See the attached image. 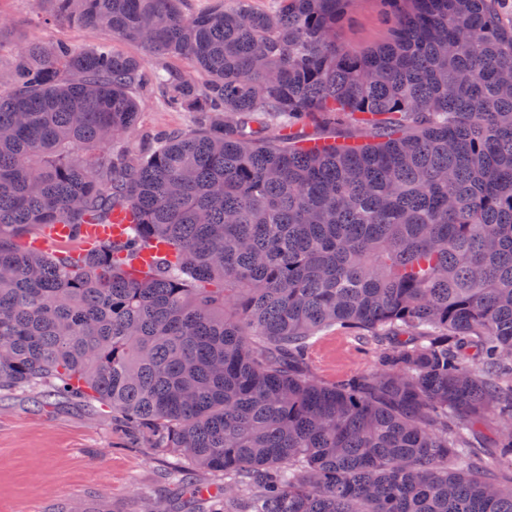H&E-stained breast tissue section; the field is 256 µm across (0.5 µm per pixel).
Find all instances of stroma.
Listing matches in <instances>:
<instances>
[{"label": "stroma", "instance_id": "1", "mask_svg": "<svg viewBox=\"0 0 512 512\" xmlns=\"http://www.w3.org/2000/svg\"><path fill=\"white\" fill-rule=\"evenodd\" d=\"M0 18L7 22L0 39L13 46L63 40L82 47L107 41L116 53L146 54L141 45L103 28L43 22L34 0H0ZM389 35L379 0H351L336 32L338 40L354 48L380 44ZM188 120L187 113L171 110L159 98L144 97L132 137L147 142L184 128ZM307 361L311 374L325 383L375 366L357 340L333 329L311 340ZM179 469L192 481L207 478L187 461L137 444L99 405L40 391L0 392V512H71L77 505L92 512H145L150 495L170 500L175 512H200V503L169 477Z\"/></svg>", "mask_w": 512, "mask_h": 512}]
</instances>
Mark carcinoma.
Segmentation results:
<instances>
[{
    "label": "carcinoma",
    "instance_id": "1",
    "mask_svg": "<svg viewBox=\"0 0 512 512\" xmlns=\"http://www.w3.org/2000/svg\"><path fill=\"white\" fill-rule=\"evenodd\" d=\"M106 42L11 49L0 81V390L102 402L224 478L210 512H512V19L502 0H49ZM190 124L136 150L139 97ZM88 254L47 224H107ZM170 253L137 273L124 255ZM385 342L328 384L330 327ZM493 425L492 432L484 429ZM390 35L380 13L379 0H351L347 14L336 31V38L354 48L380 44ZM126 224L121 210L112 212V223L109 224H80L77 228L74 224H52L45 230V236L39 239L38 245L43 249L46 241L64 242L76 238L84 245L106 240L120 244L126 238L123 233Z\"/></svg>",
    "mask_w": 512,
    "mask_h": 512
}]
</instances>
